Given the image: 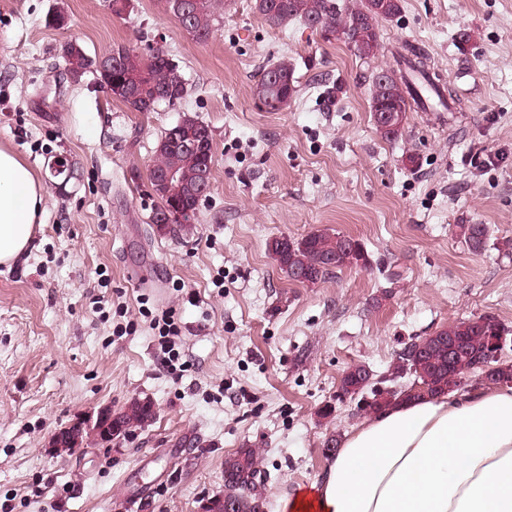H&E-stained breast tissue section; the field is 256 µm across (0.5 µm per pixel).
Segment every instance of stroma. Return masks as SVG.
Returning a JSON list of instances; mask_svg holds the SVG:
<instances>
[{
	"label": "stroma",
	"instance_id": "stroma-1",
	"mask_svg": "<svg viewBox=\"0 0 512 512\" xmlns=\"http://www.w3.org/2000/svg\"><path fill=\"white\" fill-rule=\"evenodd\" d=\"M402 5L362 59L301 23L270 27L255 0H228L204 44L165 0H134L123 19L108 0H0V147L46 190L29 253L0 266V512H200L245 445L261 449L269 512H282L322 478L326 439L365 418L336 398L348 367L385 376L410 338L482 314L512 327V0ZM60 6L63 29L48 24ZM71 39L97 57L164 45L190 94L143 114L90 73L55 89ZM398 42L466 109L410 112L389 141L371 118V76ZM284 57L299 92L260 110L258 74ZM185 109L212 131V185L194 224L160 234L148 174ZM59 154L74 169L64 184L49 174ZM460 224L488 225L483 253ZM316 230L359 240L368 266L289 281L269 241ZM166 312L174 372L152 327ZM145 397L154 419L121 441L53 451L60 429Z\"/></svg>",
	"mask_w": 512,
	"mask_h": 512
}]
</instances>
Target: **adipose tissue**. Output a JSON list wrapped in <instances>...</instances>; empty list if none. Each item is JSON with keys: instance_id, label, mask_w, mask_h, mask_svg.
I'll list each match as a JSON object with an SVG mask.
<instances>
[{"instance_id": "adipose-tissue-1", "label": "adipose tissue", "mask_w": 512, "mask_h": 512, "mask_svg": "<svg viewBox=\"0 0 512 512\" xmlns=\"http://www.w3.org/2000/svg\"><path fill=\"white\" fill-rule=\"evenodd\" d=\"M45 189L0 149V265L29 250ZM288 512H512V386L408 402L347 433Z\"/></svg>"}]
</instances>
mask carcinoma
Masks as SVG:
<instances>
[{"mask_svg": "<svg viewBox=\"0 0 512 512\" xmlns=\"http://www.w3.org/2000/svg\"><path fill=\"white\" fill-rule=\"evenodd\" d=\"M255 8L271 27L296 21L315 28L330 39L343 41L355 55L368 59L381 48L379 23L396 19L402 10L401 0H355L340 4L338 0H255ZM224 11V0H199L192 6L182 31L199 44L208 42L215 22ZM64 65L75 61L84 72H92L100 82L112 85V98L133 112H154L160 106H176L188 96V86L180 65L164 47L155 48L148 59H139L135 67L143 71L140 97L131 99L117 91L123 84L121 72L101 73L97 58L84 48L73 50L71 43L61 46ZM391 67L372 75L371 104L393 101L412 112H463L465 108L430 76L427 58L413 47L402 44L390 49ZM297 94L294 67L281 59L266 67L254 86V98L278 104L275 111L288 107ZM192 161L180 151L162 149L156 153L149 178L157 170L189 168ZM458 236L473 253L485 250L489 228L485 224H458ZM269 251L287 278L298 272L302 283L315 284L333 271L369 264L367 252L354 238L326 230H317L300 240L275 238ZM512 329L497 317L480 315L454 322L431 336H417L395 352L386 381L392 386L381 389L373 382L374 374L361 365L349 367L340 381V391L358 395L363 410L378 413L404 401L425 395L435 397L461 388L469 377L493 367L492 374L507 381L512 379V364L488 360L492 342L509 336ZM458 342L456 358L448 364V339ZM420 384L427 394L414 392ZM155 415L151 400L135 399L125 408L109 411L101 419V432L117 429L129 434L142 427ZM266 474L261 468L259 449L245 446L224 459V495L215 498L213 512H265Z\"/></svg>", "mask_w": 512, "mask_h": 512, "instance_id": "obj_1", "label": "carcinoma"}]
</instances>
